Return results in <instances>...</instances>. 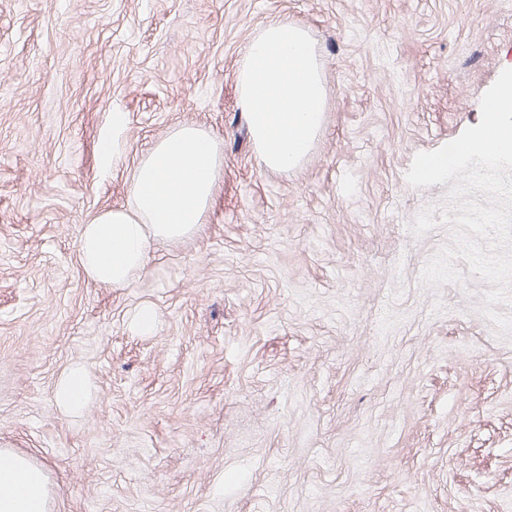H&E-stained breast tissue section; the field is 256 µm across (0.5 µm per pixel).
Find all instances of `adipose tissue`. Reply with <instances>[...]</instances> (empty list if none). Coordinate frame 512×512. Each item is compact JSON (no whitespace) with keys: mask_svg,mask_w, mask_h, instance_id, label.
I'll return each instance as SVG.
<instances>
[{"mask_svg":"<svg viewBox=\"0 0 512 512\" xmlns=\"http://www.w3.org/2000/svg\"><path fill=\"white\" fill-rule=\"evenodd\" d=\"M246 123L266 169L287 172L310 152L327 108L323 66L307 30L274 18L252 39L235 72ZM221 162L201 128L183 125L133 170L127 205L98 212L79 237L81 266L94 283L127 287L147 268L154 240H178L203 221ZM45 470L0 450V512H50Z\"/></svg>","mask_w":512,"mask_h":512,"instance_id":"obj_1","label":"adipose tissue"}]
</instances>
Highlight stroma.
I'll return each mask as SVG.
<instances>
[{
  "mask_svg": "<svg viewBox=\"0 0 512 512\" xmlns=\"http://www.w3.org/2000/svg\"><path fill=\"white\" fill-rule=\"evenodd\" d=\"M275 17L329 94L286 174L235 81ZM507 68L512 0H0V449L45 468L50 512H512V338L466 261L422 285L450 231L408 225L448 187L406 181ZM183 124L222 160L203 224L93 283L83 224ZM89 389L87 374L80 368H71L63 376L57 393L58 403L70 413L81 409Z\"/></svg>",
  "mask_w": 512,
  "mask_h": 512,
  "instance_id": "1",
  "label": "stroma"
}]
</instances>
